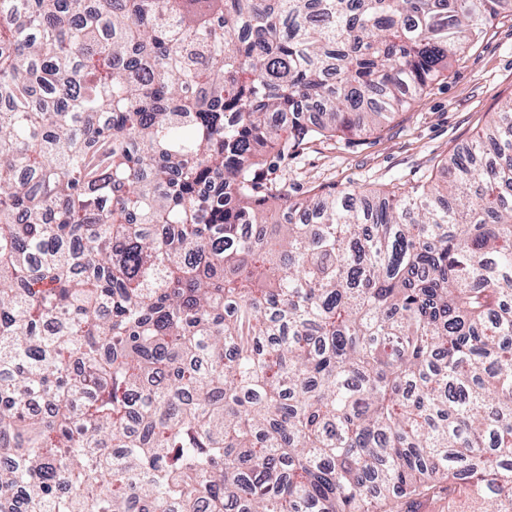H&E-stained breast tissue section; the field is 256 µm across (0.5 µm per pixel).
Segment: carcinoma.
<instances>
[{
    "instance_id": "carcinoma-1",
    "label": "carcinoma",
    "mask_w": 512,
    "mask_h": 512,
    "mask_svg": "<svg viewBox=\"0 0 512 512\" xmlns=\"http://www.w3.org/2000/svg\"><path fill=\"white\" fill-rule=\"evenodd\" d=\"M503 9L0 0V512H512V101L442 182L260 173Z\"/></svg>"
}]
</instances>
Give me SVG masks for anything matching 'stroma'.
Segmentation results:
<instances>
[{
	"mask_svg": "<svg viewBox=\"0 0 512 512\" xmlns=\"http://www.w3.org/2000/svg\"><path fill=\"white\" fill-rule=\"evenodd\" d=\"M512 100V9L462 49L444 77L379 127L302 145L265 176L304 199L333 189L408 188L444 178L443 164Z\"/></svg>",
	"mask_w": 512,
	"mask_h": 512,
	"instance_id": "obj_1",
	"label": "stroma"
}]
</instances>
